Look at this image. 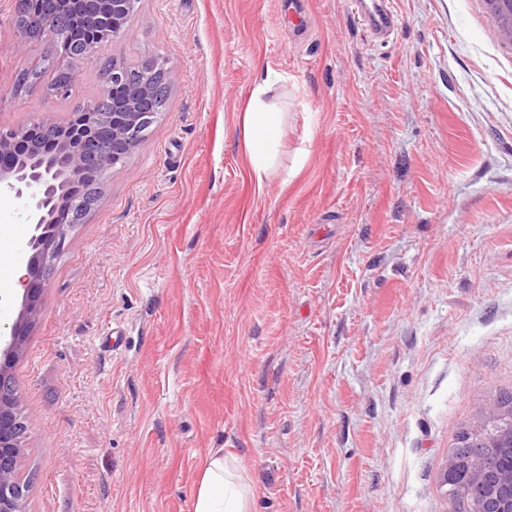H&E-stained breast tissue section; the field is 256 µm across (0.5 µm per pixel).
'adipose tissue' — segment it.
<instances>
[{
	"label": "adipose tissue",
	"instance_id": "1",
	"mask_svg": "<svg viewBox=\"0 0 512 512\" xmlns=\"http://www.w3.org/2000/svg\"><path fill=\"white\" fill-rule=\"evenodd\" d=\"M276 83L266 76L253 89L242 129L250 166L257 183L277 174L288 115L267 101ZM241 464L225 457L223 449H211L205 456L192 498V512H249L254 495L244 482Z\"/></svg>",
	"mask_w": 512,
	"mask_h": 512
}]
</instances>
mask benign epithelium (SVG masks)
<instances>
[{
  "mask_svg": "<svg viewBox=\"0 0 512 512\" xmlns=\"http://www.w3.org/2000/svg\"><path fill=\"white\" fill-rule=\"evenodd\" d=\"M94 0H59V8L50 15L26 14L17 26L13 48L23 50L25 43L35 36L48 34L55 39L65 35L69 13L78 5L86 7L85 15L91 28H99L103 17L91 4ZM500 14V30L512 44V0H486ZM137 0H112V13L125 15L122 24L112 26V39L128 32V18L135 10ZM126 69L115 64L103 72L104 92L114 95L112 112H88L86 124L55 136V128L47 126L43 133L58 142L55 155L58 162L49 166L34 164L30 169L20 168L13 158V147L24 130L20 127L0 125V195H10L24 201L26 221L31 233L26 242L28 260L24 279L21 309L10 326L7 347L0 352V512H22L24 478L19 462L22 448L20 437L23 422L14 410L16 392L11 385L9 372L12 364L23 352L25 336L31 322L40 315L39 295L46 280L51 261L63 249L71 225L62 224L53 235L44 233V224L51 222V215L71 208L73 199L66 185L87 168L97 169L105 177L118 163L128 159L139 147L142 131L152 125L158 113L152 111L157 91L170 86L171 73L165 65L152 61L143 71L134 92L122 97L119 90L126 81ZM111 130L107 139L97 135L101 129ZM486 448L512 449V412L508 427L497 437L484 441ZM474 481L485 485V512H512V465L496 472L487 479L484 460L472 456L465 460Z\"/></svg>",
  "mask_w": 512,
  "mask_h": 512,
  "instance_id": "7a95c632",
  "label": "benign epithelium"
}]
</instances>
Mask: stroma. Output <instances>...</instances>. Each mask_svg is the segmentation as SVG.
<instances>
[{
  "mask_svg": "<svg viewBox=\"0 0 512 512\" xmlns=\"http://www.w3.org/2000/svg\"><path fill=\"white\" fill-rule=\"evenodd\" d=\"M0 0V124L101 95L18 89ZM139 0L104 49L163 60L169 104L72 228L11 374L22 512H192L210 449L250 512H454L458 434L512 392V44L485 0ZM287 177L252 179L267 72ZM124 336L113 347L111 327ZM363 24L380 38L388 37L394 30L395 17L387 1L360 0Z\"/></svg>",
  "mask_w": 512,
  "mask_h": 512,
  "instance_id": "obj_1",
  "label": "stroma"
}]
</instances>
